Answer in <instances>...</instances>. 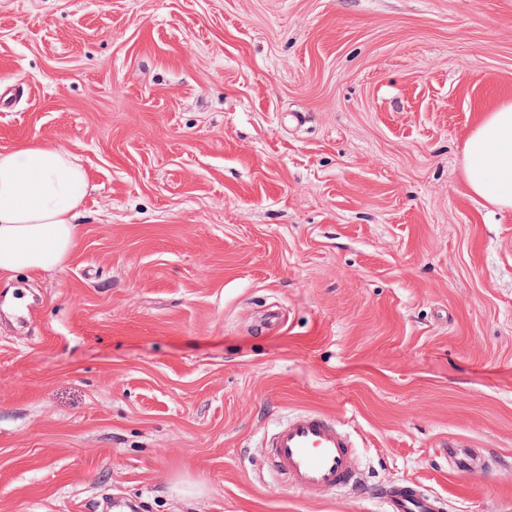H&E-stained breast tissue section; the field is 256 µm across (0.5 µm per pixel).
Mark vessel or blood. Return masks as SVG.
<instances>
[{
  "instance_id": "vessel-or-blood-1",
  "label": "vessel or blood",
  "mask_w": 512,
  "mask_h": 512,
  "mask_svg": "<svg viewBox=\"0 0 512 512\" xmlns=\"http://www.w3.org/2000/svg\"><path fill=\"white\" fill-rule=\"evenodd\" d=\"M270 464L295 490L332 491L357 480L353 444L335 417L309 411L281 423L269 440ZM382 512H433L432 500L411 485L380 496Z\"/></svg>"
}]
</instances>
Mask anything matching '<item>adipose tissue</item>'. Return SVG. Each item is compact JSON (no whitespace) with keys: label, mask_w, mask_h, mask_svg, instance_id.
I'll return each mask as SVG.
<instances>
[{"label":"adipose tissue","mask_w":512,"mask_h":512,"mask_svg":"<svg viewBox=\"0 0 512 512\" xmlns=\"http://www.w3.org/2000/svg\"><path fill=\"white\" fill-rule=\"evenodd\" d=\"M464 157L469 190L512 209V102L482 115ZM89 189L84 167L62 147L31 139L0 152V278L61 270L79 236Z\"/></svg>","instance_id":"adipose-tissue-1"}]
</instances>
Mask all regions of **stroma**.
Here are the masks:
<instances>
[{"instance_id":"obj_1","label":"stroma","mask_w":512,"mask_h":512,"mask_svg":"<svg viewBox=\"0 0 512 512\" xmlns=\"http://www.w3.org/2000/svg\"><path fill=\"white\" fill-rule=\"evenodd\" d=\"M0 90V152L90 180L0 278V512H512V211L463 179L512 0H0ZM316 410L361 490L272 471ZM383 512H433L435 504L423 498L413 485L390 488L379 497Z\"/></svg>"}]
</instances>
